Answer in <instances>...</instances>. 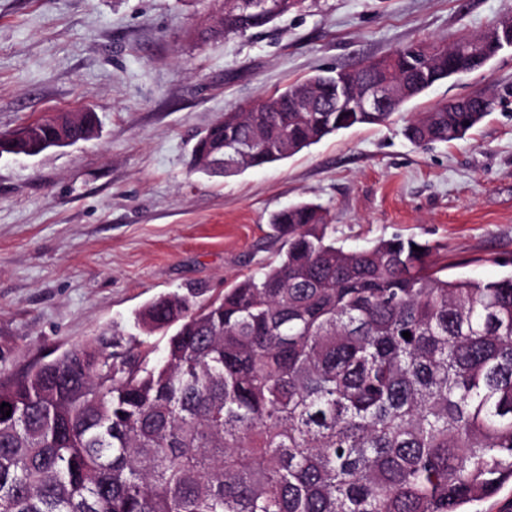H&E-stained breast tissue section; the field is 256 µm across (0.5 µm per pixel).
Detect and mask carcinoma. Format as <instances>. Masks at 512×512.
<instances>
[{"instance_id":"cac0c4a2","label":"carcinoma","mask_w":512,"mask_h":512,"mask_svg":"<svg viewBox=\"0 0 512 512\" xmlns=\"http://www.w3.org/2000/svg\"><path fill=\"white\" fill-rule=\"evenodd\" d=\"M245 31L226 13L195 35ZM458 42L392 54L411 98L423 94L415 65L434 85L490 49L481 35ZM495 104L452 101L404 135L460 140ZM391 116L335 112L322 95L301 112L278 94L224 113L193 168L262 167ZM96 125L94 112L78 125L62 112L0 140L40 153L57 129L79 141ZM272 223L288 244L277 262L220 299L142 310L145 332L174 328L162 359L135 340L86 344L0 379V512H468L512 484V274L442 277L431 245L400 237L347 250L313 203Z\"/></svg>"}]
</instances>
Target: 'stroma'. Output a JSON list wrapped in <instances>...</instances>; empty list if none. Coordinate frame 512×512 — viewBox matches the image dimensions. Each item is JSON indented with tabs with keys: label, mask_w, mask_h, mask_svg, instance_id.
<instances>
[{
	"label": "stroma",
	"mask_w": 512,
	"mask_h": 512,
	"mask_svg": "<svg viewBox=\"0 0 512 512\" xmlns=\"http://www.w3.org/2000/svg\"><path fill=\"white\" fill-rule=\"evenodd\" d=\"M224 0H0V131L93 112L97 135L0 158V377L72 348L168 336L138 313L160 296L201 301L286 250L270 217L308 201L338 242L399 236L432 245L443 275L512 272V48L439 83L386 125L330 135L232 176L194 171L199 135L224 113L319 71L421 41L449 44L505 16L512 0H300L266 27L201 43ZM482 92L498 105L465 139L417 146L418 113Z\"/></svg>",
	"instance_id": "obj_1"
}]
</instances>
